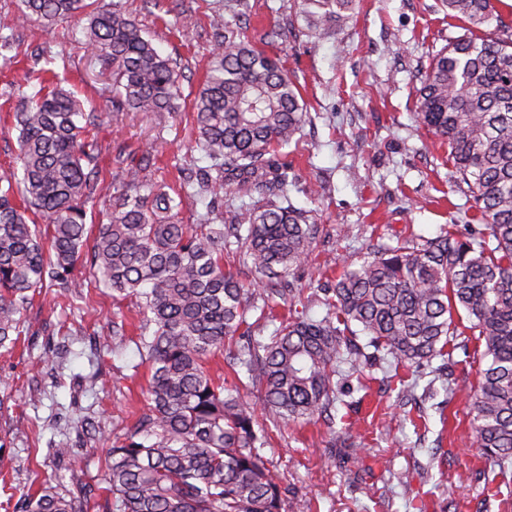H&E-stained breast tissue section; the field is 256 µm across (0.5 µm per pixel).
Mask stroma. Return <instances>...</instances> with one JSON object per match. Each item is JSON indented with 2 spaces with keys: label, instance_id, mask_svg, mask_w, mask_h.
Listing matches in <instances>:
<instances>
[{
  "label": "stroma",
  "instance_id": "1",
  "mask_svg": "<svg viewBox=\"0 0 512 512\" xmlns=\"http://www.w3.org/2000/svg\"><path fill=\"white\" fill-rule=\"evenodd\" d=\"M154 45L177 59L183 96L177 111L116 112L104 92L110 73L85 47L79 18L45 28L19 23V0H0V34L42 48L66 71L68 88L98 117L104 173L118 152L152 151L147 178L178 185L189 160L191 102L211 60L213 16L225 0H120ZM249 32L277 30L272 50L295 79L312 116L283 149L294 206L313 210L322 233L297 277L311 301L343 265H360L373 244L397 246L445 229L481 231L466 187L454 181L448 146L417 118L416 90L433 54L467 37L444 0H360L352 19L324 36L308 25L303 0H241ZM36 65L0 60V174L17 169L10 112ZM15 346L0 348V512H14L26 491L53 476L69 478L70 449L85 477L101 480L115 433L147 408L141 389L134 300L86 288L70 299L36 292ZM126 320L120 343L112 324ZM266 439L260 454L281 487L285 512L296 501L313 512H512V466L490 468L476 448L464 394H448L416 366L365 369L362 388L346 392L333 423L272 417L260 390L243 387ZM357 442L340 447L339 437Z\"/></svg>",
  "mask_w": 512,
  "mask_h": 512
}]
</instances>
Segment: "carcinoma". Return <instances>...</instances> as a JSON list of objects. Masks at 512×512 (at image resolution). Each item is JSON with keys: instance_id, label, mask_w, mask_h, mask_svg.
<instances>
[{"instance_id": "cac0c4a2", "label": "carcinoma", "mask_w": 512, "mask_h": 512, "mask_svg": "<svg viewBox=\"0 0 512 512\" xmlns=\"http://www.w3.org/2000/svg\"><path fill=\"white\" fill-rule=\"evenodd\" d=\"M314 28L344 25L356 0H311ZM448 16L479 29L503 26L494 0H445ZM84 15L85 45L112 69L115 112H172L180 98L177 61L143 36L135 18L88 0H21L18 19L49 27ZM212 64L193 98L196 138L183 185L205 203L198 224L174 221L176 198L149 185L144 155L119 152L106 181L93 113L51 68L13 113L21 175L0 190V347L23 331L31 293L56 285L67 297L89 264L115 297L139 309V349L148 364V408L112 440L106 506L94 489L44 482L21 496V512H281L280 487L258 453L253 407L205 364L235 336L229 366L246 368L266 409L293 421L331 415L336 379L363 378L366 354L346 332L368 336L373 358L425 366L452 343L468 352L465 331L483 344L479 381L468 397L475 442L486 462H512V36L468 37L432 56L417 89L421 122L445 139L454 178L467 186L485 232L418 235L379 247L324 289L326 313L254 334L250 312L267 323L277 306L303 303L295 271L319 234L311 211L288 203V167L276 153L308 118L280 60L229 21H212ZM21 187L15 198L12 183ZM250 202L222 212L224 189ZM113 200L109 222L87 226V204ZM237 246L258 281L224 268ZM466 319L467 330L459 328ZM359 331H351V326Z\"/></svg>"}]
</instances>
